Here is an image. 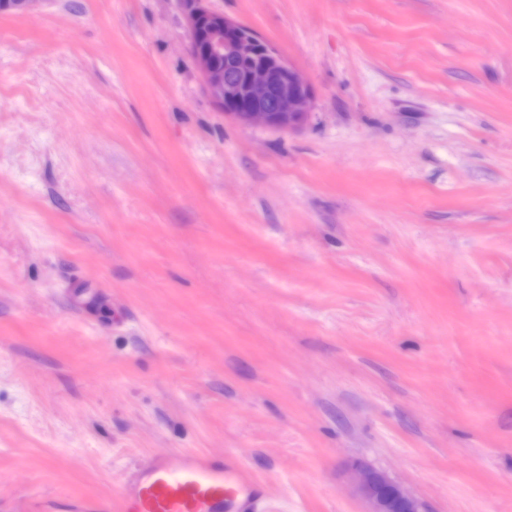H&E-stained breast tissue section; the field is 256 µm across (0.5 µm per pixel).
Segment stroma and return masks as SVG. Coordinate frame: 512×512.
<instances>
[{
	"mask_svg": "<svg viewBox=\"0 0 512 512\" xmlns=\"http://www.w3.org/2000/svg\"><path fill=\"white\" fill-rule=\"evenodd\" d=\"M307 79L239 125L183 0L0 11V512L159 453L254 512H512V0H207ZM357 489L368 512H421V504L383 472L356 468Z\"/></svg>",
	"mask_w": 512,
	"mask_h": 512,
	"instance_id": "35a3bbf8",
	"label": "stroma"
}]
</instances>
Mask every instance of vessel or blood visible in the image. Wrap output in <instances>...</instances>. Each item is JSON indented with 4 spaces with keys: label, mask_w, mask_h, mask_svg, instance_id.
Listing matches in <instances>:
<instances>
[{
    "label": "vessel or blood",
    "mask_w": 512,
    "mask_h": 512,
    "mask_svg": "<svg viewBox=\"0 0 512 512\" xmlns=\"http://www.w3.org/2000/svg\"><path fill=\"white\" fill-rule=\"evenodd\" d=\"M261 494V485L237 465L160 453L116 497L70 512H249Z\"/></svg>",
    "instance_id": "b4317fda"
}]
</instances>
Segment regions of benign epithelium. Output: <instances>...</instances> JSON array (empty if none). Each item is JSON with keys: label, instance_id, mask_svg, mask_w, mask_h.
<instances>
[{"label": "benign epithelium", "instance_id": "benign-epithelium-1", "mask_svg": "<svg viewBox=\"0 0 512 512\" xmlns=\"http://www.w3.org/2000/svg\"><path fill=\"white\" fill-rule=\"evenodd\" d=\"M189 52L213 101L244 127L294 128L312 109L311 88L253 29L210 10L206 0L187 7ZM224 56V65L215 56ZM357 489L368 512H421V504L383 472L358 468Z\"/></svg>", "mask_w": 512, "mask_h": 512}]
</instances>
